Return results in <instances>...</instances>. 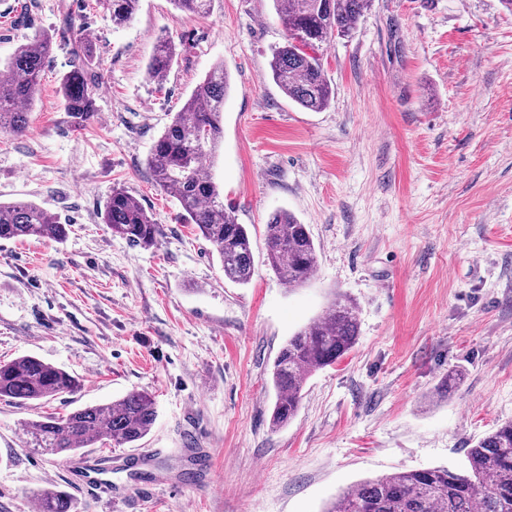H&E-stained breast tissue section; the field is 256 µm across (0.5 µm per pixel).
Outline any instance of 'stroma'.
<instances>
[{
    "label": "stroma",
    "instance_id": "obj_1",
    "mask_svg": "<svg viewBox=\"0 0 512 512\" xmlns=\"http://www.w3.org/2000/svg\"><path fill=\"white\" fill-rule=\"evenodd\" d=\"M26 2L22 22L17 0H0V61L74 19L95 47L97 110L64 112L72 57L60 46L27 133L0 134V201L71 225L61 243L0 240V363L33 355L80 381L62 397L0 399V512H29L53 486L78 512H323L365 479L463 470L467 448L512 420V13L499 0H372L351 38L323 48L334 97L320 112L270 76L284 41L273 0H215L183 18L171 0H139L121 26L105 0ZM162 37L177 54L160 88L146 67ZM218 63L231 87L210 174L252 238L244 286L146 165ZM117 186L161 224L157 245L103 224ZM281 208L316 246L299 288L266 259ZM338 293L359 307L358 340L273 428L278 350ZM453 369L462 383L426 402ZM134 390L157 404L142 441L74 461L26 446L25 422Z\"/></svg>",
    "mask_w": 512,
    "mask_h": 512
}]
</instances>
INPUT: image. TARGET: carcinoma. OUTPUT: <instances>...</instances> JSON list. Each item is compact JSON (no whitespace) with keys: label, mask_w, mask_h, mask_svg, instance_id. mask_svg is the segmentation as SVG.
I'll return each instance as SVG.
<instances>
[{"label":"carcinoma","mask_w":512,"mask_h":512,"mask_svg":"<svg viewBox=\"0 0 512 512\" xmlns=\"http://www.w3.org/2000/svg\"><path fill=\"white\" fill-rule=\"evenodd\" d=\"M139 0H107L112 22H130ZM177 11L205 16L214 0H172ZM286 33L285 43L273 50L272 79L288 99L301 108L320 112L333 98L325 68L323 46L349 38L371 0H273ZM61 33L69 41L72 69L61 86L64 110L79 117L95 111L91 74L85 65L93 45L74 33L67 17ZM53 36L40 31L19 44L0 65V133H26L29 109L40 92L45 63L53 50ZM176 55L170 41L160 42L147 65V77L163 87ZM230 77L224 65H215L195 87L180 111L155 141L147 167L155 183L182 208L183 220L196 225L213 246L224 268V278L248 284L254 274L252 242L233 207L224 204V189L204 173L212 166L224 135V98ZM112 234L130 243L151 247L160 225L141 202L121 187L112 188L103 212ZM70 225L26 201L0 203V240L38 237L63 242ZM265 244L267 260L278 277L296 288L317 266L314 241L307 225L281 209L269 217ZM359 335L358 306L337 295L317 320L299 328L280 348L274 361L272 384L276 400L272 426L283 427L297 415L309 377L336 362L354 347ZM446 374L426 399L441 400L460 381ZM79 382L66 370L31 355L0 364V397L26 404L73 393ZM156 403L144 391H131L106 404L77 408L62 417L50 416L25 423L26 445L45 455H75L96 442L117 446L147 436L156 421ZM467 473L449 468L397 472L358 482L327 504L323 512H512V420L479 439L466 453ZM42 512H77L73 496L61 489L39 492Z\"/></svg>","instance_id":"cac0c4a2"}]
</instances>
